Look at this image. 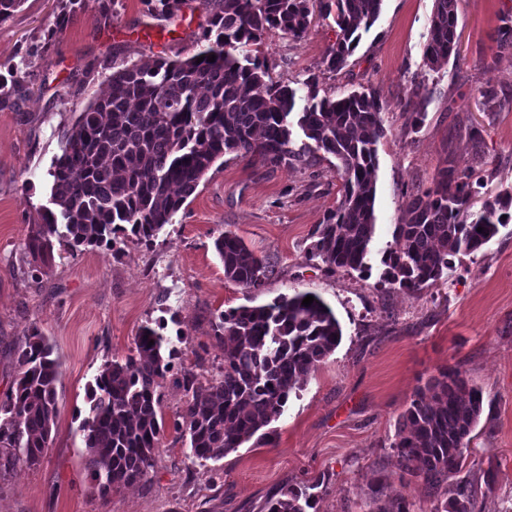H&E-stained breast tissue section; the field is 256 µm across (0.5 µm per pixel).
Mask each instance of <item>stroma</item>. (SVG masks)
Returning a JSON list of instances; mask_svg holds the SVG:
<instances>
[{
  "instance_id": "1",
  "label": "stroma",
  "mask_w": 512,
  "mask_h": 512,
  "mask_svg": "<svg viewBox=\"0 0 512 512\" xmlns=\"http://www.w3.org/2000/svg\"><path fill=\"white\" fill-rule=\"evenodd\" d=\"M81 0L52 45L59 0H24L0 22V74L18 68L24 92L0 102V397L16 373L14 351L32 328L53 344L62 366L58 414L39 464L0 471V512H265L287 485L318 478L319 512H365L372 471L388 474L384 499L405 498L430 512L421 478L402 472L390 444L416 389L456 366L481 388L484 411L470 444L475 512H512V223L481 250L460 256L446 280L411 295L379 285L383 252L416 191L433 187L449 163L466 164L471 128L483 132L493 192L512 187V108L483 111L474 91L493 84L512 96V50L497 48V27L512 0H458L459 55L430 70L423 48L435 0H384L348 65L320 77L338 97L361 88L381 99L386 135L377 144L376 235L366 274L328 270L309 259L312 233L340 200L333 156L313 166L270 168L234 153L216 161L152 248L126 243L62 254L37 274L24 244L50 204L48 170L60 139L89 101L106 89L113 61L198 52L202 8L152 18L141 0ZM332 20L313 18L305 38L266 39L261 57L273 79L301 87L334 42ZM431 90L419 128L409 116L413 88ZM237 233L274 275L258 292L226 281L214 250L224 230ZM312 291L333 309L342 341L272 425L269 445L245 444L200 466L174 430L186 396L176 375L161 389L163 446L140 483L101 498L86 466L79 425L87 389L108 360L134 347L141 326L167 318L202 383L223 368L214 313Z\"/></svg>"
}]
</instances>
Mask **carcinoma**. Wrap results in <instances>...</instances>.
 <instances>
[{
	"label": "carcinoma",
	"instance_id": "obj_1",
	"mask_svg": "<svg viewBox=\"0 0 512 512\" xmlns=\"http://www.w3.org/2000/svg\"><path fill=\"white\" fill-rule=\"evenodd\" d=\"M211 7L198 43L186 59L161 55L127 64L113 62L107 93L80 112L60 140V153L48 171L52 207L31 225L26 263L40 272L54 261L55 243L71 255L110 247L117 239L152 247L163 229L226 153L249 156L273 167L302 163L319 152L333 156L341 199L316 226L310 257L332 271L370 270L376 234L377 144L385 136L378 95L352 91L342 97L318 96V75L303 82L306 104L295 111L297 90L271 79L259 56L238 58L233 51L263 44L271 33L303 38L311 16L332 18L336 40L322 60L324 71L342 70L362 34L378 20L383 0H142L152 17L172 19L192 3ZM80 0H61L53 41L63 32ZM424 59L438 69L458 54L457 0H435ZM498 48H512V15L501 18ZM215 56L210 62L207 56ZM203 58L197 62V58ZM486 111L512 107L502 90H476ZM308 139L294 149V129ZM492 173L450 163L435 186L414 195L408 218L395 225L382 257L381 283L418 292L437 284L452 258L470 255L512 222V188L486 194L481 210L464 219L470 199ZM483 231H477V228ZM224 278L257 291L274 266L257 258L230 231L215 240ZM313 296L311 305L302 301ZM214 336L224 343V374L207 394L197 396L198 374L189 369L181 386L191 395L176 423L188 441L189 456L201 464L218 460L253 437L270 444L291 393L335 351L342 328L316 293L281 294L271 302L241 306L215 315ZM154 329L141 328L134 348L104 364L89 389L81 421L88 469L101 497L143 481L164 436L160 389L177 350ZM154 345H148L149 341ZM16 375L0 400V467L33 466L49 447L57 416L56 384L61 360L33 328L15 350ZM480 389L458 368H446L418 388L402 413L390 449L398 467L421 476L431 490V512H474L470 482L448 480L463 470L471 433L483 411ZM385 478L369 484V512H409L402 498L381 503ZM320 481L287 486L266 503V512H317L313 490Z\"/></svg>",
	"mask_w": 512,
	"mask_h": 512
}]
</instances>
